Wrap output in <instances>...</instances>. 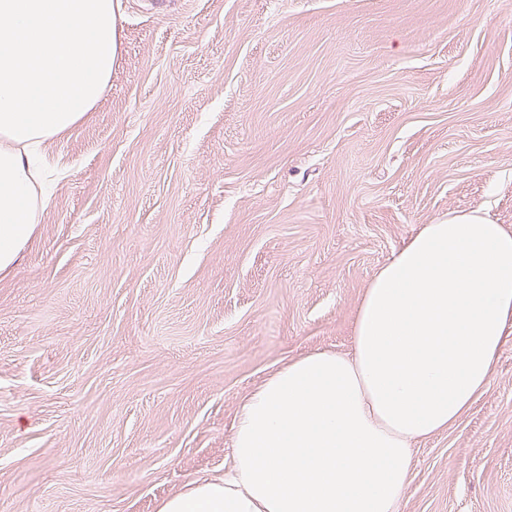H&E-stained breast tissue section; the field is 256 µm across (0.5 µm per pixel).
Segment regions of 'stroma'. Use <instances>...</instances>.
I'll return each instance as SVG.
<instances>
[{"label":"stroma","mask_w":512,"mask_h":512,"mask_svg":"<svg viewBox=\"0 0 512 512\" xmlns=\"http://www.w3.org/2000/svg\"><path fill=\"white\" fill-rule=\"evenodd\" d=\"M111 86L0 271V512H158L346 353L422 225L512 228V0H115ZM400 512H512V327Z\"/></svg>","instance_id":"1"}]
</instances>
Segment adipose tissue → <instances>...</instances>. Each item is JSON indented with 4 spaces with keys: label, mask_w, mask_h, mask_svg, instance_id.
<instances>
[{
    "label": "adipose tissue",
    "mask_w": 512,
    "mask_h": 512,
    "mask_svg": "<svg viewBox=\"0 0 512 512\" xmlns=\"http://www.w3.org/2000/svg\"><path fill=\"white\" fill-rule=\"evenodd\" d=\"M113 0H0V270L47 203L31 156L103 98ZM512 326V230L472 215L426 224L369 282L352 349L288 363L240 406L224 476L158 512H399L417 441L491 380Z\"/></svg>",
    "instance_id": "1"
}]
</instances>
